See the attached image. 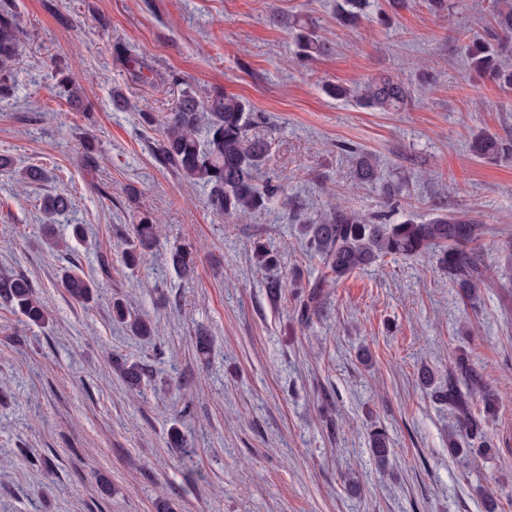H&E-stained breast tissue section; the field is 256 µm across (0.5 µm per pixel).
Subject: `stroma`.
Masks as SVG:
<instances>
[{
	"mask_svg": "<svg viewBox=\"0 0 512 512\" xmlns=\"http://www.w3.org/2000/svg\"><path fill=\"white\" fill-rule=\"evenodd\" d=\"M457 2L449 18L412 0L389 25L347 28L334 0H0L20 19L24 57L0 98V155L11 161L0 170V276L28 278L51 315L28 326L0 306V512H159L164 499L175 512H512V270L498 258L512 236V160L469 151L473 132L512 135V91L465 81L464 36L488 27L490 0ZM291 15L314 18L326 44L309 64L290 50ZM62 69L89 110L61 95ZM381 75L409 84L405 111L323 90ZM186 91L250 102L249 133L269 145L259 176L298 197L300 221L277 206L218 217L202 188L156 160L159 131L141 116ZM343 142L377 158L381 182L403 183L404 214L491 225L477 302L418 258L350 274L299 320L302 288L319 276L301 223L337 205L387 210ZM31 166L44 180L19 184ZM55 194L72 202L55 226L73 241L67 253L42 236L41 204ZM142 211L159 243L130 270L121 252ZM76 224L87 228L78 241ZM184 244L197 254L189 277L169 260ZM263 247L277 266L264 268ZM74 265L99 285L90 302L61 284ZM117 299L156 335L114 322ZM200 331L212 339L204 361L192 348ZM111 353L146 366L140 393L113 374ZM462 353L500 394L491 450L464 464L448 453L456 412L419 378L427 368L447 385ZM173 426L187 449L169 446ZM377 428L390 442L384 467L369 443Z\"/></svg>",
	"mask_w": 512,
	"mask_h": 512,
	"instance_id": "1",
	"label": "stroma"
}]
</instances>
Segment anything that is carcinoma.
Masks as SVG:
<instances>
[{"label":"carcinoma","instance_id":"1","mask_svg":"<svg viewBox=\"0 0 512 512\" xmlns=\"http://www.w3.org/2000/svg\"><path fill=\"white\" fill-rule=\"evenodd\" d=\"M371 0H341L336 4V22L357 28L370 18ZM491 27L486 33H474L465 48V78L469 82L488 78L504 89L512 90V5L504 0H491ZM294 40V55L302 63L326 52L316 21L296 16L288 21ZM22 31L14 15L0 14V94H7V77L22 63L19 50ZM324 91L339 100L353 97L359 105L380 112H402L411 93L405 82L389 75L373 78L358 91L342 85L327 84ZM148 126L161 130L156 144L159 161L170 167L184 182L207 191V204L216 214L226 218L246 211L266 209L277 202L281 208L295 213L298 203L276 180L261 181L258 172L268 144L249 136L254 121L248 101L236 95L216 92L205 100L186 91L167 113L142 116ZM343 150L355 160L359 180L372 183L377 179V166L369 153L349 146ZM471 154L479 159L497 161L512 157V138L486 131L473 135ZM70 201L64 195L50 198L43 206L51 223L64 214ZM313 256L321 266V276L310 285L303 315L316 314L322 289L337 283L353 272L385 258L393 260L428 258L438 266L459 294L477 301L485 284V270L480 244L490 232L485 224L451 213H439L423 222L414 218H396V210L374 217L338 206L318 224L301 225ZM136 243L122 252V262L128 269L139 265L146 251L156 243L155 221L142 214L134 226ZM173 266L185 274L194 271L191 252L176 249L170 254ZM63 288L77 301L93 298L95 280L82 272L67 270ZM0 302L28 321L43 324L48 315L34 288L24 276L0 278ZM112 318L127 324L141 338L154 335L155 328L145 318L133 316L120 301L112 302ZM110 367L129 389L139 388L146 377V368L137 362L109 358ZM435 398L448 404L459 415V439L450 441L453 457L472 453L468 444L475 439L485 444L490 436L486 419L498 412V397L483 374L460 357L448 373V388L436 392ZM482 403L484 417L472 412L474 401Z\"/></svg>","mask_w":512,"mask_h":512}]
</instances>
